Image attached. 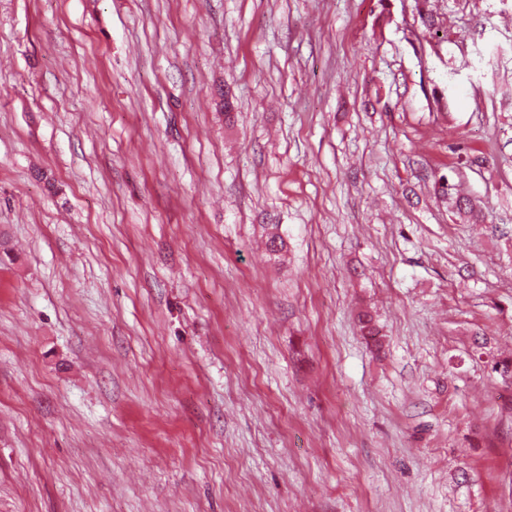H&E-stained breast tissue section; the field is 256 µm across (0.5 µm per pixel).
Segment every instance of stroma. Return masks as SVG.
I'll return each instance as SVG.
<instances>
[{
	"label": "stroma",
	"instance_id": "35a3bbf8",
	"mask_svg": "<svg viewBox=\"0 0 512 512\" xmlns=\"http://www.w3.org/2000/svg\"><path fill=\"white\" fill-rule=\"evenodd\" d=\"M507 357L512 0H0V512H512Z\"/></svg>",
	"mask_w": 512,
	"mask_h": 512
}]
</instances>
